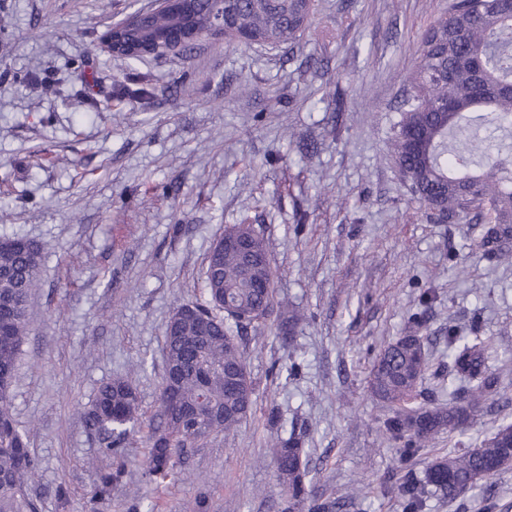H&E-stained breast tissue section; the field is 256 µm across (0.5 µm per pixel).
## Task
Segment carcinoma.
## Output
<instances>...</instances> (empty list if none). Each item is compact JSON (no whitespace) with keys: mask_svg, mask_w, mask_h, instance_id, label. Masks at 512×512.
<instances>
[{"mask_svg":"<svg viewBox=\"0 0 512 512\" xmlns=\"http://www.w3.org/2000/svg\"><path fill=\"white\" fill-rule=\"evenodd\" d=\"M189 13L204 19L224 16V42L277 48L298 41L311 27L314 0H190ZM150 29L168 36L173 17L157 12ZM416 65L406 94L395 107L392 157L413 199L441 220L465 213L487 224L482 245L512 263V151L491 131L512 125V0H454L436 17L416 48ZM248 242L253 263L224 237ZM45 247L32 240L0 235V512H36L23 487L37 472L29 438L11 411V387L24 339L29 335V301L38 286ZM275 272L265 239L248 219L224 228L210 249L204 271L205 303L177 308L164 330L165 360L157 413L147 422L136 388L123 378L103 383L83 407L89 435L119 457L130 441L145 434L144 473L165 479L180 455L204 439L190 432L198 412L214 432L235 429L254 405V384L235 334L267 320L275 299ZM230 304L224 316L215 309ZM425 316L412 319L403 335L384 345L370 363L368 387L393 409L385 433L403 441L397 490L404 512H423V486L466 512L467 492L512 466V423L499 425L471 448L415 469L418 449L436 435H462L472 412L495 393L497 376L488 365L491 339L448 331V402L415 404L429 361L422 335ZM271 454L292 512L308 499L307 455L294 436L278 437ZM118 466L101 475L96 498L103 501L122 481Z\"/></svg>","mask_w":512,"mask_h":512,"instance_id":"cac0c4a2","label":"carcinoma"}]
</instances>
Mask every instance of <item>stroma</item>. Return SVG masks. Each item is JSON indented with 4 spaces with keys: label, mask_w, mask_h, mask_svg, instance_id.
I'll return each instance as SVG.
<instances>
[{
    "label": "stroma",
    "mask_w": 512,
    "mask_h": 512,
    "mask_svg": "<svg viewBox=\"0 0 512 512\" xmlns=\"http://www.w3.org/2000/svg\"><path fill=\"white\" fill-rule=\"evenodd\" d=\"M152 3L0 0V235L48 246L12 390L38 462L25 492L38 512H92L111 460L81 408L121 375L151 418L164 327L179 305L204 301L212 244L246 218L266 241L277 299L301 318L293 341L276 315L240 333L252 412L162 482L143 477L135 439L101 512H283L278 431L301 437L315 495L345 499L341 512H402L398 445L367 368L414 314L426 315L431 354L423 399L448 400L438 383L452 330L492 338L500 384L466 435L419 450L417 469L512 421V265L488 258L467 217L428 221L390 152L417 44L451 0H316L292 45L228 47L208 34L128 67L101 43ZM311 56L322 69L305 67ZM131 78L153 88L149 107L122 93ZM360 485L368 493L351 497Z\"/></svg>",
    "instance_id": "1"
}]
</instances>
